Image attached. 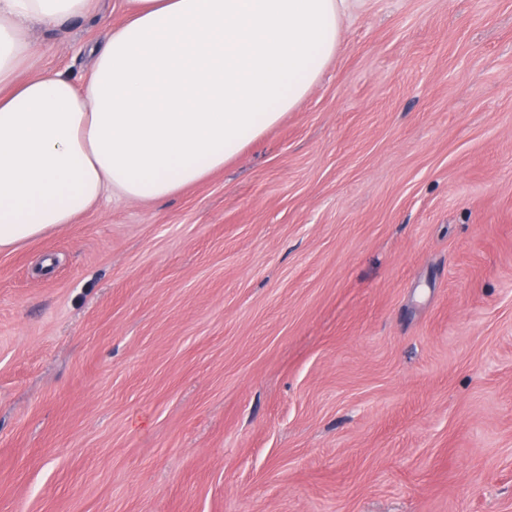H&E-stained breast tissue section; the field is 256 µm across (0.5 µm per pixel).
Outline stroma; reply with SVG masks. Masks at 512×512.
<instances>
[{"label":"stroma","mask_w":512,"mask_h":512,"mask_svg":"<svg viewBox=\"0 0 512 512\" xmlns=\"http://www.w3.org/2000/svg\"><path fill=\"white\" fill-rule=\"evenodd\" d=\"M0 512H512V0H352L223 169L1 253Z\"/></svg>","instance_id":"1"}]
</instances>
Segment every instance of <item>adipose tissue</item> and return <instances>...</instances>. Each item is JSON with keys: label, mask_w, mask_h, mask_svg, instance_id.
Masks as SVG:
<instances>
[{"label": "adipose tissue", "mask_w": 512, "mask_h": 512, "mask_svg": "<svg viewBox=\"0 0 512 512\" xmlns=\"http://www.w3.org/2000/svg\"><path fill=\"white\" fill-rule=\"evenodd\" d=\"M90 74L36 71L28 37L92 0H0V252L105 194L151 202L204 181L306 98L347 0H123Z\"/></svg>", "instance_id": "adipose-tissue-1"}]
</instances>
